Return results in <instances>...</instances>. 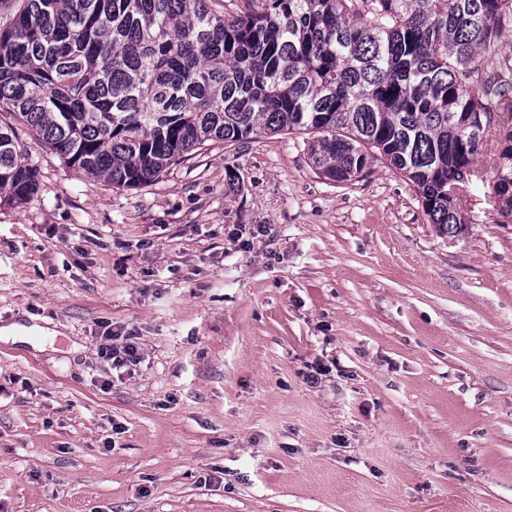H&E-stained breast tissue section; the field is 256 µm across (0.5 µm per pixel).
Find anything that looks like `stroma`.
<instances>
[{
  "mask_svg": "<svg viewBox=\"0 0 512 512\" xmlns=\"http://www.w3.org/2000/svg\"><path fill=\"white\" fill-rule=\"evenodd\" d=\"M0 203V512H512V224L383 162L218 143L134 190L20 133ZM141 361L115 373L107 333ZM328 374L307 384L309 364Z\"/></svg>",
  "mask_w": 512,
  "mask_h": 512,
  "instance_id": "obj_1",
  "label": "stroma"
}]
</instances>
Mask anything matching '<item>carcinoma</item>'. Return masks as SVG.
<instances>
[{"mask_svg": "<svg viewBox=\"0 0 512 512\" xmlns=\"http://www.w3.org/2000/svg\"><path fill=\"white\" fill-rule=\"evenodd\" d=\"M23 0L0 28V196L23 204L37 169L17 125L70 167L118 187L153 182L213 141L312 136L344 183L382 159L436 232L468 229L448 196L494 121L492 191L512 224V59L496 56L512 0Z\"/></svg>", "mask_w": 512, "mask_h": 512, "instance_id": "carcinoma-1", "label": "carcinoma"}]
</instances>
